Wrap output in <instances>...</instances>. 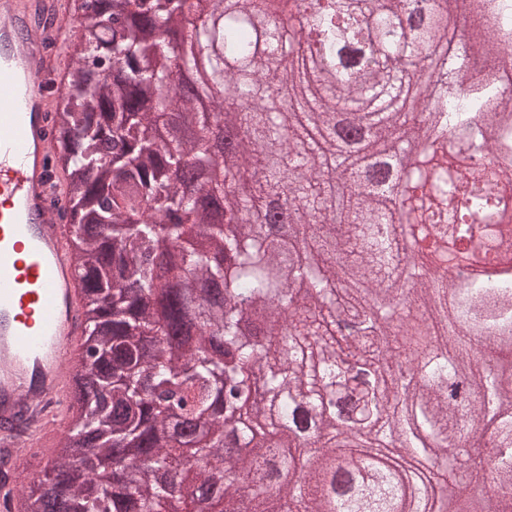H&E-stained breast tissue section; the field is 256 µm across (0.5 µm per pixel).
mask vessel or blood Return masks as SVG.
<instances>
[{
    "label": "vessel or blood",
    "mask_w": 512,
    "mask_h": 512,
    "mask_svg": "<svg viewBox=\"0 0 512 512\" xmlns=\"http://www.w3.org/2000/svg\"><path fill=\"white\" fill-rule=\"evenodd\" d=\"M49 0H0V446L17 432L40 449L58 430L75 381L64 351L84 330L70 282L76 264L52 164L50 78L65 27Z\"/></svg>",
    "instance_id": "obj_1"
}]
</instances>
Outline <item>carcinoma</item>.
<instances>
[{"label":"carcinoma","mask_w":512,"mask_h":512,"mask_svg":"<svg viewBox=\"0 0 512 512\" xmlns=\"http://www.w3.org/2000/svg\"><path fill=\"white\" fill-rule=\"evenodd\" d=\"M93 2L77 29L89 52L65 66L72 93L54 107L58 146L73 157L61 180L82 244L74 257L92 374L76 394L84 422L31 488L43 512H156L171 491L156 472H173L187 448L209 494L190 499L194 512L225 507L240 488L224 485V471L255 466L267 479L253 499L277 498L284 512H441L429 488L450 493L464 467L476 479L468 441L486 426L497 494L455 512H512V371L473 363L477 345H512V197L501 186L512 184V93L500 74L512 63V0H425L416 16L403 0H284L289 28L271 0H208L224 28L204 120L193 119L181 77L156 65L173 46L185 48L186 69L210 54L212 36L180 20L187 0ZM440 55L456 62L460 89L415 99ZM102 59L110 79L94 76ZM425 112L436 126L423 161L357 175L361 149L346 127L402 154L393 130L420 136ZM217 121L253 132L252 149L188 196L180 174L206 157ZM487 154L495 163L479 177L466 161ZM218 203L239 214L231 236L209 220ZM284 208L347 234L331 241L299 223L274 233L266 221ZM437 212L436 236L483 243L479 254H455L487 263L482 274L456 283L401 247L406 225ZM193 232L208 247L165 258V242ZM309 237L324 263L293 259L288 244ZM211 280L224 283L217 312L197 288ZM419 314L438 325L427 342L407 335ZM348 318L362 320V334L337 330ZM186 323L202 346L165 344ZM391 360L411 365L391 387L349 370ZM252 394L267 409L242 411ZM350 396L358 413L343 432L333 405ZM303 406L312 442L224 456L211 417L223 414V428L250 442L261 427H293ZM128 456L140 465L115 473Z\"/></svg>","instance_id":"1"}]
</instances>
